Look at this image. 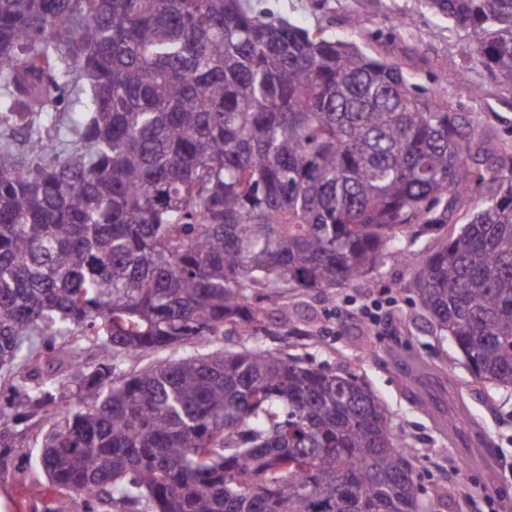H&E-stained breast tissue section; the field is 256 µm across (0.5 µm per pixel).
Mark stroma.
<instances>
[{
	"mask_svg": "<svg viewBox=\"0 0 512 512\" xmlns=\"http://www.w3.org/2000/svg\"><path fill=\"white\" fill-rule=\"evenodd\" d=\"M274 17L313 33L356 42L373 55L400 63L412 82L444 93L477 126L496 152L512 156V89L488 82L466 50L468 39L423 0H253ZM483 185L455 209L448 223L411 224L378 263L365 271L372 290L265 288L257 301L296 311L293 326H270L260 337H213L227 350L259 347L326 371L351 373L387 411L396 437L418 453L413 460L424 496L435 512H512V389L475 378L451 339L422 311L405 250H434L457 234L498 190L512 168L477 158ZM389 300L381 326L356 309L370 298ZM53 415L12 424L15 448L0 472V512H72L38 461Z\"/></svg>",
	"mask_w": 512,
	"mask_h": 512,
	"instance_id": "stroma-1",
	"label": "stroma"
}]
</instances>
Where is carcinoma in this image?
<instances>
[{
    "mask_svg": "<svg viewBox=\"0 0 512 512\" xmlns=\"http://www.w3.org/2000/svg\"><path fill=\"white\" fill-rule=\"evenodd\" d=\"M512 88V0H424ZM481 132L402 67L252 0H0V368L41 336L99 362L10 387L54 412L39 464L95 512H434L354 375L260 348L119 361L267 332L259 288L354 285L407 224H446ZM421 308L512 387V178L426 254ZM98 361V355L92 348L86 349L82 352L81 357L77 363L67 369L59 370L54 377H56L57 384L64 385V395L67 403H75L77 398L74 394L75 384L72 383V376L79 372V370H89L91 366Z\"/></svg>",
    "mask_w": 512,
    "mask_h": 512,
    "instance_id": "cac0c4a2",
    "label": "carcinoma"
}]
</instances>
